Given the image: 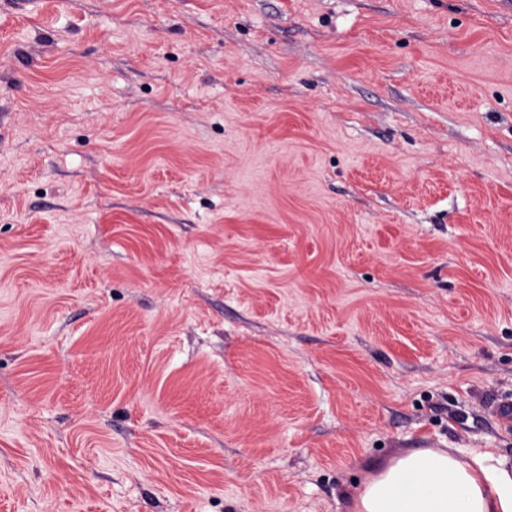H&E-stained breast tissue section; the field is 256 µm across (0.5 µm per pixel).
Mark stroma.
I'll use <instances>...</instances> for the list:
<instances>
[{
	"instance_id": "1",
	"label": "stroma",
	"mask_w": 512,
	"mask_h": 512,
	"mask_svg": "<svg viewBox=\"0 0 512 512\" xmlns=\"http://www.w3.org/2000/svg\"><path fill=\"white\" fill-rule=\"evenodd\" d=\"M507 398L512 0H0V512H348Z\"/></svg>"
}]
</instances>
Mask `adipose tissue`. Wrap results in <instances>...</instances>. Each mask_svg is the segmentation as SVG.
Here are the masks:
<instances>
[{
  "instance_id": "adipose-tissue-1",
  "label": "adipose tissue",
  "mask_w": 512,
  "mask_h": 512,
  "mask_svg": "<svg viewBox=\"0 0 512 512\" xmlns=\"http://www.w3.org/2000/svg\"><path fill=\"white\" fill-rule=\"evenodd\" d=\"M349 512H512V468L485 455L415 451L379 467Z\"/></svg>"
}]
</instances>
